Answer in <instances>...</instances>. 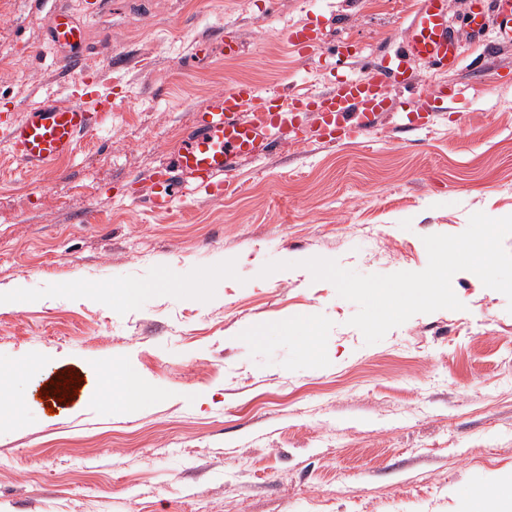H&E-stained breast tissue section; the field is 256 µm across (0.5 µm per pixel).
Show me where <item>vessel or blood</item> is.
<instances>
[{
	"instance_id": "1",
	"label": "vessel or blood",
	"mask_w": 512,
	"mask_h": 512,
	"mask_svg": "<svg viewBox=\"0 0 512 512\" xmlns=\"http://www.w3.org/2000/svg\"><path fill=\"white\" fill-rule=\"evenodd\" d=\"M104 4L105 0H80V13L57 10L49 15L47 40L60 67L72 68L84 56L88 42L81 18L98 14ZM467 26L477 39L485 37L488 27H496L497 41L511 43L512 0H471ZM406 30V43L390 58L368 61L365 76L342 79L317 95H263L249 82L210 95L181 136L172 164L154 182L150 207L167 210L194 187L223 193L233 186L234 174L244 161L271 153L283 131L300 128L310 112L319 115L320 143H334L340 134L372 135L381 116L391 109L382 88L393 78L414 106L403 125L405 131L418 130L425 113L447 111L454 93L444 86L419 89L413 75L418 63L441 73L457 69L462 62L458 39L448 22L447 0H420ZM287 41L307 54L320 48L323 33L296 27L289 30ZM109 104V98L94 91L72 101L46 97L0 128V145L6 147L20 172L50 170L78 151L93 132L94 114L106 111Z\"/></svg>"
}]
</instances>
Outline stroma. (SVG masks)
Returning <instances> with one entry per match:
<instances>
[{"label":"stroma","instance_id":"stroma-1","mask_svg":"<svg viewBox=\"0 0 512 512\" xmlns=\"http://www.w3.org/2000/svg\"><path fill=\"white\" fill-rule=\"evenodd\" d=\"M414 0H107L80 66L115 105L70 159L19 173L0 150V512H502L512 481V313L473 273L464 310L418 314L375 344L356 304L301 260L362 275L417 272L425 236L472 213L512 214V44L484 57L448 0L463 62L419 69L465 111L403 139L408 100L363 143L299 135L245 162L239 192L192 193L164 214L150 186L212 93L240 82L320 93L327 52L285 38L304 22L364 59L404 37ZM78 0H0V123L44 97L76 99L46 39ZM232 32L236 56H193ZM271 261L290 267L260 277ZM313 331L314 344L300 337ZM119 369L143 392L97 387ZM80 373L55 412L28 405L48 372Z\"/></svg>","mask_w":512,"mask_h":512}]
</instances>
